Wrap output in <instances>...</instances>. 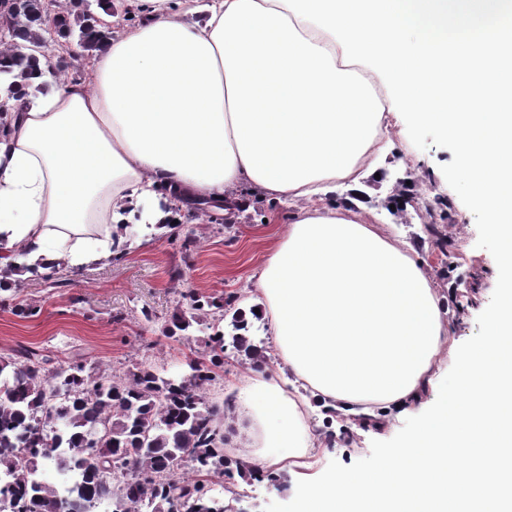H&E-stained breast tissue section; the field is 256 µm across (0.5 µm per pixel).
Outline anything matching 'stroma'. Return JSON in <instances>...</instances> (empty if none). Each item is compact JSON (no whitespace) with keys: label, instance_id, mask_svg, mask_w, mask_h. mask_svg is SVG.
Returning <instances> with one entry per match:
<instances>
[{"label":"stroma","instance_id":"1","mask_svg":"<svg viewBox=\"0 0 512 512\" xmlns=\"http://www.w3.org/2000/svg\"><path fill=\"white\" fill-rule=\"evenodd\" d=\"M388 141L373 160L379 176L367 178L363 201L370 222L398 243L411 245L446 298L452 334L440 373L447 381L455 374L458 353L482 339L486 318L498 302V243L471 208L450 165L451 142L439 129L414 125L405 117ZM398 178L408 181L414 203L395 215L386 203ZM294 212V207L249 197L231 215L213 210L204 216L187 201L178 227L162 237L142 241L107 262L60 267L49 282L23 278L19 291L0 294V356L27 348L49 356L56 367L79 357L116 373L147 362L163 374H180L203 352L208 336L195 326L187 339L166 337L181 292L249 299L272 231L287 225ZM430 224L442 231L444 245L428 234ZM19 299L37 306V314L15 315ZM414 423L411 414L385 426L370 417L351 424L317 419L325 469L354 472L372 466ZM235 489L240 507L291 512L290 476L275 485L246 478Z\"/></svg>","mask_w":512,"mask_h":512}]
</instances>
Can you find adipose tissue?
<instances>
[{"label":"adipose tissue","mask_w":512,"mask_h":512,"mask_svg":"<svg viewBox=\"0 0 512 512\" xmlns=\"http://www.w3.org/2000/svg\"><path fill=\"white\" fill-rule=\"evenodd\" d=\"M144 2L140 24L109 16L85 81L48 88L41 60L10 99L0 267L112 257L186 200L297 206L254 288L289 384L240 388L241 467L289 474L294 512H512V0ZM402 112L449 137L500 244V301L432 406L443 297L361 199ZM376 410L419 418L379 463L323 471L307 412Z\"/></svg>","instance_id":"obj_1"}]
</instances>
